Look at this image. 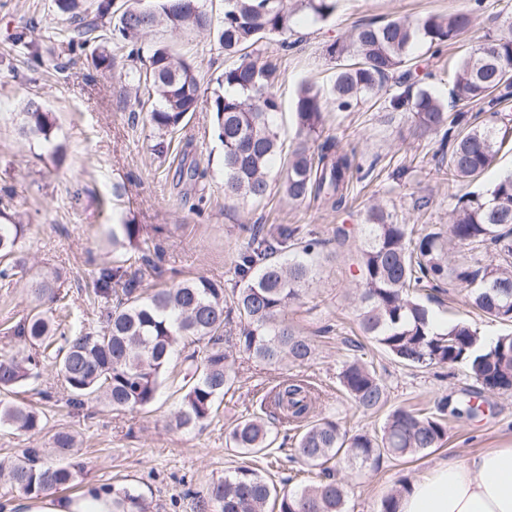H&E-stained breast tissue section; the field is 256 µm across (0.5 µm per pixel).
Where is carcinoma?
Wrapping results in <instances>:
<instances>
[{
	"label": "carcinoma",
	"mask_w": 512,
	"mask_h": 512,
	"mask_svg": "<svg viewBox=\"0 0 512 512\" xmlns=\"http://www.w3.org/2000/svg\"><path fill=\"white\" fill-rule=\"evenodd\" d=\"M338 0H224L216 17L201 0H130L112 29L116 49L131 66L119 79L137 91L133 106L147 110L159 136L171 135L201 100V85L193 65L179 57L173 43L156 37L161 31L216 32L224 55L237 61L217 79L222 90L208 105L213 130L224 149V194L229 200H263L271 189L272 164L280 141L274 93L279 80L275 63L249 49L270 37L287 41L297 11L325 21ZM60 10L73 13L78 23L70 42L83 47L104 38L111 4H101L92 18L80 14L78 0H57ZM474 12L448 16L427 15L414 21L391 20L357 27L347 46L332 45L329 53L354 57L337 72L328 92L305 83L295 102L294 144L288 165L277 173L288 199L309 198L338 207L353 173V155L333 139L317 151L310 144L323 133L324 113L332 108L349 112L359 102L384 88L389 76L411 61L417 41L442 46L457 41L473 27ZM452 95L458 102H481L490 120L474 125L467 113L450 112L429 89L401 76L389 105L409 112L420 137L441 135L450 149L452 179L476 177L489 168L504 139L493 117L497 106L512 99V17L505 31L490 36L457 66ZM49 113L35 101L23 112V132L49 139ZM448 230L431 224L421 227L393 219L376 205L360 227L361 247L354 265L358 272L359 328L396 362L412 368L460 367L480 388L458 398L442 397L434 410L399 406L391 409L380 433L349 434L323 416L320 394L299 375L283 377L267 393L260 409L269 417L302 428L294 441V456L303 465L320 470L317 482L290 491L277 487L256 468L243 463L212 484L202 498L214 512H347V492L329 463L373 466L384 456L403 458L423 454L441 445L447 434L446 417L471 419L486 392H512V334L485 340L466 321L440 324L421 303L419 291L446 283L465 291V304L483 316L512 322V173L499 178L484 202L453 196ZM22 224H0V279L17 275L25 259L18 243ZM249 238L234 266L236 287L197 277L152 292L128 274L126 261L99 271L94 294L104 300L98 332L66 335L69 306L61 302L57 277L36 274L30 282L29 317L6 328L20 338L24 349L0 358V393H10L37 376L45 359L57 364L67 405L82 410L97 402L113 410L142 411L156 401L178 340L204 343L205 355H195L183 377V395L175 413L178 429H203L217 415L224 396L235 390L237 371L230 354L234 348L255 361L276 366L303 365L314 347L286 319L288 308L300 303L305 287L319 270L324 242L316 233L288 224L247 227ZM491 248L494 256L455 258L467 250ZM112 248L150 263L152 239L140 224L112 225ZM237 317L239 332L226 336V326ZM342 391L364 414L388 403V393L375 367L359 359L347 361L338 376ZM0 424L20 432H39L44 413L25 403L0 400ZM54 454L37 448L0 467L10 486L32 495L71 486L77 476L70 460L78 452L68 430L52 436ZM230 447L256 454L270 447L262 417L242 416L226 436ZM112 512H147L145 499L131 487L112 490Z\"/></svg>",
	"instance_id": "cac0c4a2"
}]
</instances>
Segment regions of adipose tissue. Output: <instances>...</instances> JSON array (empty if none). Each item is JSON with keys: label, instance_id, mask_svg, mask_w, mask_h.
<instances>
[{"label": "adipose tissue", "instance_id": "1", "mask_svg": "<svg viewBox=\"0 0 512 512\" xmlns=\"http://www.w3.org/2000/svg\"><path fill=\"white\" fill-rule=\"evenodd\" d=\"M25 512H112V494L93 487L70 497L46 491L27 500ZM398 512H512V448L437 463L400 497Z\"/></svg>", "mask_w": 512, "mask_h": 512}]
</instances>
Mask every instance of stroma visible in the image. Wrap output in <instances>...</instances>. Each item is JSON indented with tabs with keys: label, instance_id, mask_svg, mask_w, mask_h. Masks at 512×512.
<instances>
[{
	"label": "stroma",
	"instance_id": "obj_1",
	"mask_svg": "<svg viewBox=\"0 0 512 512\" xmlns=\"http://www.w3.org/2000/svg\"><path fill=\"white\" fill-rule=\"evenodd\" d=\"M474 11L471 31L440 49L419 43L409 66L419 85L448 98L454 67L476 41L498 32L512 16V0H339L335 14L313 22L299 12L290 48L272 37L258 44L260 57L276 62V94L281 138L294 133L293 102L303 83L329 89L338 61L331 44L347 42L364 23L414 19L427 14ZM69 16L54 0H0V197L9 196L12 222L26 225L21 241L26 269L12 281H0V328L22 322L30 310L27 280L39 271L58 272L57 286L70 304L77 326L93 332L100 326L102 307L92 300L102 267L117 255L107 236L99 202L114 199V221L145 224L157 231L159 247L153 267H141L142 285L162 288L198 275L235 284L234 265L246 243L245 224H294L314 230L325 240L327 254L320 273L301 304L290 307L289 321L315 347L313 359L299 372L323 394L324 415L338 419L349 431L381 429L385 412L365 415L341 391L338 374L344 361L358 357L372 362L386 386L389 407H432L435 399L458 396L476 382L464 369L421 370L394 361L357 328L358 287L351 256L359 246L352 238L337 245L339 225L364 223L367 209L382 205L410 224H447L453 195L487 192L499 176L512 172V148L503 147L492 165L470 182L452 181L448 157L436 140H416L408 113L389 106L394 83L348 112L329 111L323 134L355 152L360 171L350 181L341 209H322L316 201H288L279 186L260 202H237L224 196L223 148L212 132L207 106H199L185 126L155 152L159 141L146 117L132 118L133 92L119 78L123 59L114 70H99L74 60L68 34ZM25 33L27 47L13 48L16 33ZM176 47L199 76L202 94L216 89L228 64L217 39L208 35L175 36ZM38 102L52 116L49 140L26 136L23 112ZM206 169L205 179L179 177L182 157ZM424 304L438 318L453 322L468 317L481 336L512 333V326L467 313L464 295L444 287L422 292ZM194 346L179 341L164 386L152 408L115 412L97 403L70 412L55 367L43 363L39 377L19 388L13 398L30 402L46 415L39 433L0 427V461L14 459L25 448L47 447L50 435L64 428L81 439L78 460L83 468L77 490L89 486H131L145 498L149 512H203L199 496L240 459L226 443V431L242 415L255 412L261 396L290 373L287 365L268 366L238 355L239 382L226 395L207 428L185 431L172 423L179 405L185 366L183 356ZM482 413L474 419L449 420L441 446L426 456L383 458L376 466L342 468L348 512H378L381 499L400 483H413L437 462L462 460L477 452L512 445V394H485ZM278 447L257 456L254 466L278 486L301 488L306 473L297 463L283 461Z\"/></svg>",
	"mask_w": 512,
	"mask_h": 512
}]
</instances>
